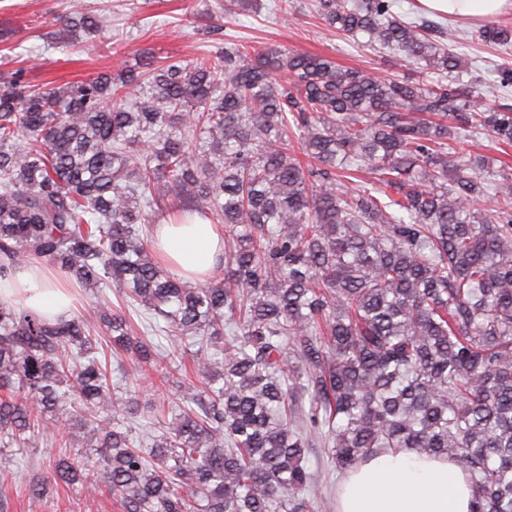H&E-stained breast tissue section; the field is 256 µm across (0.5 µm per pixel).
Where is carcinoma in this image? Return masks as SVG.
I'll use <instances>...</instances> for the list:
<instances>
[{
  "instance_id": "cac0c4a2",
  "label": "carcinoma",
  "mask_w": 512,
  "mask_h": 512,
  "mask_svg": "<svg viewBox=\"0 0 512 512\" xmlns=\"http://www.w3.org/2000/svg\"><path fill=\"white\" fill-rule=\"evenodd\" d=\"M397 8L318 3L405 69L385 77L234 43L47 90L0 73V278L45 261L140 316L0 303V448L95 451L120 512H333L314 445L338 473L411 450L470 477L472 512H512V167L456 148L484 131L512 145V70L478 107L457 31ZM59 22L101 29L77 3ZM472 39L508 48L512 26ZM160 178L224 224V276L163 268ZM187 354L195 382L132 433L139 404L113 371L164 384ZM88 461L54 456L51 478L82 486ZM27 488L39 499L47 478Z\"/></svg>"
}]
</instances>
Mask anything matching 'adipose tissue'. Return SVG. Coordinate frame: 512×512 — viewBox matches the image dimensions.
I'll use <instances>...</instances> for the list:
<instances>
[{"mask_svg":"<svg viewBox=\"0 0 512 512\" xmlns=\"http://www.w3.org/2000/svg\"><path fill=\"white\" fill-rule=\"evenodd\" d=\"M449 21L480 23L512 11V0H419ZM155 237L172 267L185 279L209 278L224 253L220 225L197 216L178 224H161ZM19 300L49 317L68 315L72 299L64 277L47 268L28 267L0 281V299ZM472 486L466 474L445 458L422 457L411 451L374 455L342 484L336 512H471Z\"/></svg>","mask_w":512,"mask_h":512,"instance_id":"1","label":"adipose tissue"}]
</instances>
